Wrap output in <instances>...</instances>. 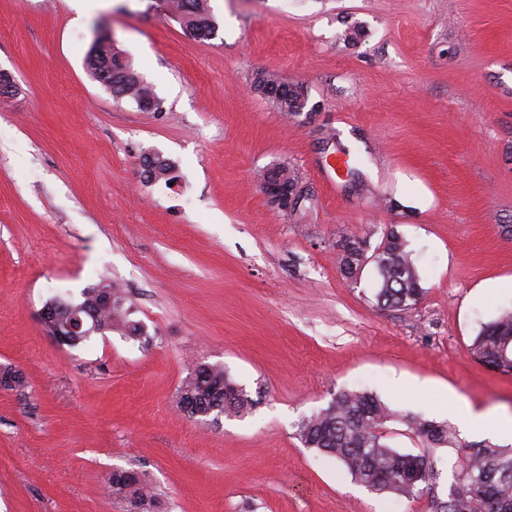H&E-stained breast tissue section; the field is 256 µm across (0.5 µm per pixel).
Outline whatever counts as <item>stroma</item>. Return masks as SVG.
Here are the masks:
<instances>
[{
  "mask_svg": "<svg viewBox=\"0 0 512 512\" xmlns=\"http://www.w3.org/2000/svg\"><path fill=\"white\" fill-rule=\"evenodd\" d=\"M201 40L159 0H0V512H127L105 487L132 468L158 512H425L376 494L305 447L298 422L341 390L402 418L464 430L448 407L512 414V375L471 353L512 312V0H209ZM358 27L355 41L344 39ZM152 85L140 110L94 81L98 33ZM266 72L307 92L286 118L250 88ZM157 152L177 183L144 180ZM308 188L271 206L263 169ZM407 243L423 295L379 306L375 263L339 267L344 238ZM101 282L120 288L138 340L59 345L39 313ZM224 366L248 414L191 418L177 392Z\"/></svg>",
  "mask_w": 512,
  "mask_h": 512,
  "instance_id": "stroma-1",
  "label": "stroma"
}]
</instances>
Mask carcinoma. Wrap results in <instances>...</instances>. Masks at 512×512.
<instances>
[{"mask_svg": "<svg viewBox=\"0 0 512 512\" xmlns=\"http://www.w3.org/2000/svg\"><path fill=\"white\" fill-rule=\"evenodd\" d=\"M167 10L194 35L206 39L216 22L208 0H165ZM90 75L118 100L130 99L141 110H157L160 100L152 86L133 69L123 51L106 38L98 39L85 58ZM306 92L299 85L288 86V98L273 101L284 114H293L305 105ZM147 166L143 177L149 182H169L175 166L158 153L143 158ZM379 276L378 304L402 308L417 303L422 295L417 268L402 237L390 233L373 254ZM112 297V305H100L102 296ZM79 303L54 300L59 313L70 308L96 312L100 332L119 329L132 338L142 335L140 323L127 318L121 293L110 284H98L82 293ZM472 354L486 367L512 374V312L485 325L471 345ZM180 391L207 403L215 416L239 417L247 412L251 400L237 388L221 365H206V376L190 373ZM396 413L377 395L368 391L342 390L334 394L327 408L301 419L297 435L303 445L332 457L344 465L354 481L371 491L392 492L409 500L424 490L436 487L442 475L435 449L453 445L457 455L451 463L454 483L449 493L454 499L442 512H512V448L489 442L462 444L456 429L446 421L420 416L403 418L409 432L416 436L420 451L401 452L386 443V423ZM116 498L126 504L137 502L144 510L155 505L156 492L138 476L127 479L114 472L108 478Z\"/></svg>", "mask_w": 512, "mask_h": 512, "instance_id": "carcinoma-1", "label": "carcinoma"}]
</instances>
